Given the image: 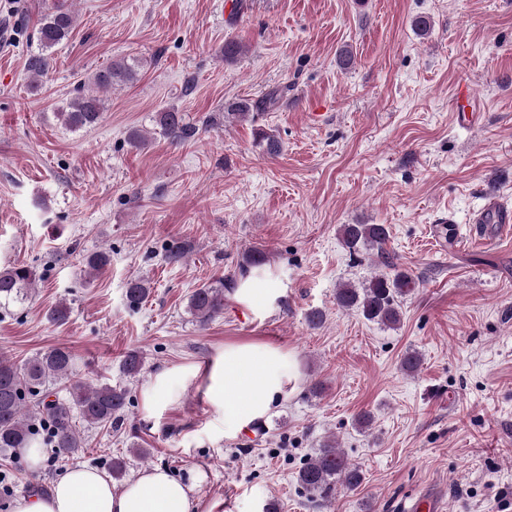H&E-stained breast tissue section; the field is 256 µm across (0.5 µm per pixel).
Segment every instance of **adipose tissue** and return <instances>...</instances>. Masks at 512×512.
Listing matches in <instances>:
<instances>
[{
	"label": "adipose tissue",
	"instance_id": "1",
	"mask_svg": "<svg viewBox=\"0 0 512 512\" xmlns=\"http://www.w3.org/2000/svg\"><path fill=\"white\" fill-rule=\"evenodd\" d=\"M205 377L206 400L231 435L266 417L285 398L292 363L288 353L270 345L228 344ZM195 487L161 467L142 470L117 487L98 470L76 466L46 492L16 500L12 512H193Z\"/></svg>",
	"mask_w": 512,
	"mask_h": 512
}]
</instances>
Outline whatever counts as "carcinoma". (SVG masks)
<instances>
[{
  "label": "carcinoma",
  "mask_w": 512,
  "mask_h": 512,
  "mask_svg": "<svg viewBox=\"0 0 512 512\" xmlns=\"http://www.w3.org/2000/svg\"><path fill=\"white\" fill-rule=\"evenodd\" d=\"M68 0H56L53 7L40 19L38 48L31 52L26 69L31 78L45 74L51 62L49 51L67 39L75 26V15L67 7ZM139 62L134 58H120L95 72L90 82L99 90H110L136 79ZM83 85L75 88V97L68 109L56 113L63 124L79 130L93 127L103 117V102L95 95L82 93ZM283 87L278 96L287 95ZM276 96V97H278ZM276 97L261 99H235L224 103L227 120L255 117L274 105ZM156 125L162 137L178 145L194 139L200 131L197 123L175 109L161 112ZM258 142L264 151L275 156L281 143L264 130L258 132ZM341 236L349 252L357 254L367 247H382L388 239L384 224H344ZM111 262L110 252L102 248L85 257L92 272H101ZM384 264L391 272L375 275L356 286L345 283L336 289V306L343 310H357L363 317L388 328L400 322L399 303L419 288L418 279L407 269L390 261ZM36 271L28 265H14L0 270V300L21 301L33 289ZM150 283L145 277H135L127 283L126 299L131 307L139 306L149 295ZM188 309L200 325H207L224 312V282L203 285L192 291ZM143 367L140 352H128L122 361V371L136 377ZM73 356L65 347H54L38 352L19 367L9 358L0 356V452L15 448H35L49 438L57 454L69 457L83 447L84 442L75 422L80 419L89 426H113L124 416L129 404L127 388L90 381L71 382ZM66 383L67 396L55 397L53 386ZM298 485L311 497L327 501L342 490H353L363 481L359 465L352 462L328 440L314 458L302 466L296 475Z\"/></svg>",
  "instance_id": "1"
}]
</instances>
